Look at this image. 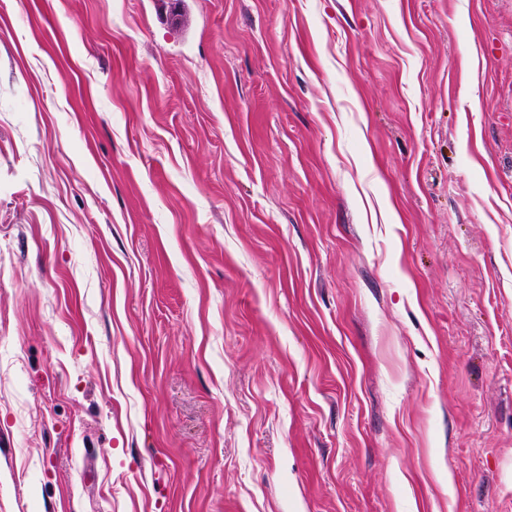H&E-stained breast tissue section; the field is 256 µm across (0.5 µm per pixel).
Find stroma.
I'll return each instance as SVG.
<instances>
[{
    "label": "stroma",
    "mask_w": 512,
    "mask_h": 512,
    "mask_svg": "<svg viewBox=\"0 0 512 512\" xmlns=\"http://www.w3.org/2000/svg\"><path fill=\"white\" fill-rule=\"evenodd\" d=\"M0 512H512V0H0Z\"/></svg>",
    "instance_id": "stroma-1"
}]
</instances>
